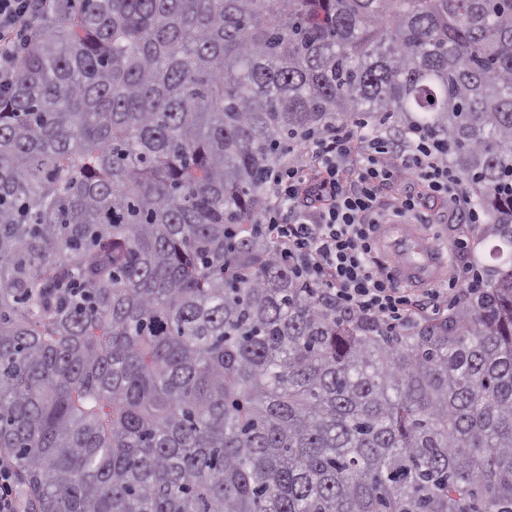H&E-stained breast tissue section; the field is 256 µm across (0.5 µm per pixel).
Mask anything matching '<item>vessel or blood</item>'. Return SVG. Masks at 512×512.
I'll list each match as a JSON object with an SVG mask.
<instances>
[{"mask_svg": "<svg viewBox=\"0 0 512 512\" xmlns=\"http://www.w3.org/2000/svg\"><path fill=\"white\" fill-rule=\"evenodd\" d=\"M421 238L412 226H400L392 246L400 256V260L391 271L392 277L403 284L423 287L434 282L446 265L442 252L427 250L423 259L416 261L411 257L412 252L420 244Z\"/></svg>", "mask_w": 512, "mask_h": 512, "instance_id": "obj_1", "label": "vessel or blood"}]
</instances>
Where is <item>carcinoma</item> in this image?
I'll use <instances>...</instances> for the list:
<instances>
[{"mask_svg": "<svg viewBox=\"0 0 512 512\" xmlns=\"http://www.w3.org/2000/svg\"><path fill=\"white\" fill-rule=\"evenodd\" d=\"M358 116L490 216L444 318L342 316L262 231ZM0 449L34 512H512V0H56L0 85Z\"/></svg>", "mask_w": 512, "mask_h": 512, "instance_id": "1", "label": "carcinoma"}]
</instances>
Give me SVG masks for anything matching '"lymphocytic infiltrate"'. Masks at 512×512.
<instances>
[{
  "instance_id": "1",
  "label": "lymphocytic infiltrate",
  "mask_w": 512,
  "mask_h": 512,
  "mask_svg": "<svg viewBox=\"0 0 512 512\" xmlns=\"http://www.w3.org/2000/svg\"><path fill=\"white\" fill-rule=\"evenodd\" d=\"M52 0H0V84L12 77L24 39L32 36ZM299 159L270 173V203L264 231L285 251L299 278L335 298L342 314L402 328L423 310L436 307L441 293L423 297L401 288L378 265V227L385 217L379 190L408 177L426 196L405 198L401 215L425 223V197H445L462 224L481 221V209L453 167L442 139L412 128L382 133L379 125L355 120L334 125L297 144Z\"/></svg>"
}]
</instances>
